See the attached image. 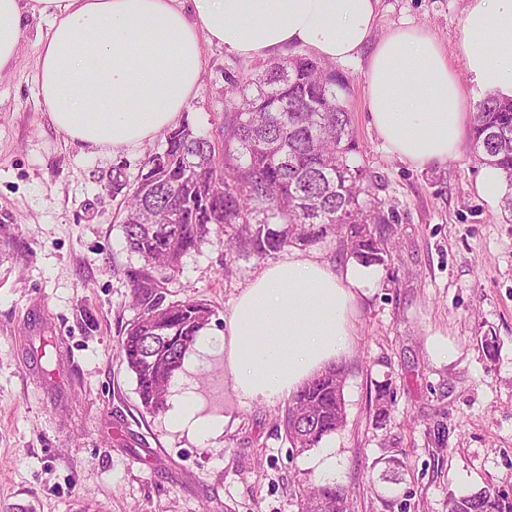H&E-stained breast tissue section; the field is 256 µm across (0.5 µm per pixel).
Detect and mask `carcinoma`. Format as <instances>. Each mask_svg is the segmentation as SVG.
Returning <instances> with one entry per match:
<instances>
[{"label":"carcinoma","mask_w":512,"mask_h":512,"mask_svg":"<svg viewBox=\"0 0 512 512\" xmlns=\"http://www.w3.org/2000/svg\"><path fill=\"white\" fill-rule=\"evenodd\" d=\"M331 63L305 56L273 61L264 73L228 78L221 144L187 123L171 131L128 188L123 234L143 259L124 269L137 317L124 328L121 356L135 375L143 407L166 406L168 388L214 311L195 298L172 300L168 281L182 258L211 235L228 252L258 259L344 233L365 265L390 257L393 210L370 200L366 171ZM469 148L505 174L501 210L512 217V98L479 102ZM344 371L331 366L309 380L283 413L286 437L309 450L346 419ZM301 512H349L336 483L305 480ZM448 512H512L496 488L454 497Z\"/></svg>","instance_id":"cac0c4a2"}]
</instances>
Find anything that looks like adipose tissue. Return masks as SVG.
<instances>
[{
	"label": "adipose tissue",
	"instance_id": "1",
	"mask_svg": "<svg viewBox=\"0 0 512 512\" xmlns=\"http://www.w3.org/2000/svg\"><path fill=\"white\" fill-rule=\"evenodd\" d=\"M378 0H0V74L30 18L45 20L36 85L66 140L112 152L171 128L199 87L202 42L246 59L292 47L339 62L368 52L367 110L385 149L422 169L459 151L466 92L427 29L375 37ZM466 70L512 98V0H469ZM369 267L291 252L266 265L224 320V368L240 400L287 398L348 358Z\"/></svg>",
	"mask_w": 512,
	"mask_h": 512
}]
</instances>
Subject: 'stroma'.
<instances>
[{
  "label": "stroma",
  "mask_w": 512,
  "mask_h": 512,
  "mask_svg": "<svg viewBox=\"0 0 512 512\" xmlns=\"http://www.w3.org/2000/svg\"><path fill=\"white\" fill-rule=\"evenodd\" d=\"M467 7L379 0L376 32L429 30L473 115L485 92L459 51ZM38 55L27 33L0 75V512H299L298 483L316 477L319 448L292 451L279 421L284 401L239 400L220 346L193 351L167 399L170 407L190 398L197 418L224 419L218 435L199 440L173 424L169 407H142L119 355L136 315L122 269L140 260L125 245L127 194L114 176L134 179L165 139L117 154L69 144L37 95ZM203 60L181 119L217 141L227 77L266 62L209 44ZM366 67L363 55L335 65L360 147L354 161L396 212L393 249L357 300L343 362L346 423L320 448L336 451L350 512H448L452 497L512 484V222L479 195L483 163L468 144L423 169L386 151L368 123ZM263 265L215 237L183 258L168 290L210 304L208 331L218 337ZM437 332L457 349L450 363L427 355ZM383 389L392 401L379 424ZM390 448L404 462L394 481Z\"/></svg>",
  "instance_id": "stroma-1"
}]
</instances>
